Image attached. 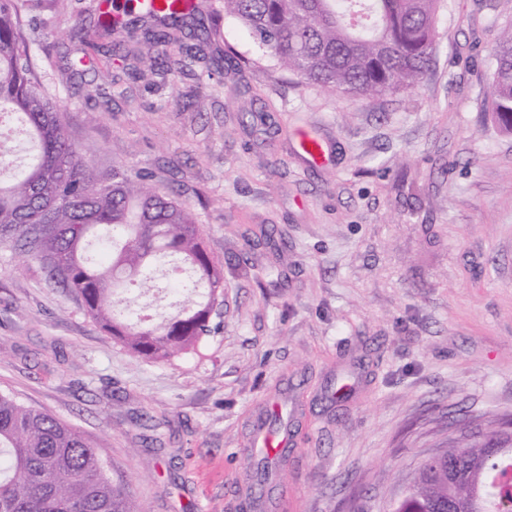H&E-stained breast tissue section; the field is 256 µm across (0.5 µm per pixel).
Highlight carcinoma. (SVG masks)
I'll list each match as a JSON object with an SVG mask.
<instances>
[{
  "label": "carcinoma",
  "mask_w": 512,
  "mask_h": 512,
  "mask_svg": "<svg viewBox=\"0 0 512 512\" xmlns=\"http://www.w3.org/2000/svg\"><path fill=\"white\" fill-rule=\"evenodd\" d=\"M444 0H224L258 44L307 84L360 98L413 88L433 61ZM20 0H0V115L32 150L0 148V245L39 260L48 278L75 294L83 309L131 354L167 361L193 350L212 330L224 296L220 262L203 247L193 211L151 185L148 172L98 171L70 140L58 100L37 76L22 29ZM201 13L147 12L139 20L143 60L164 73L192 70L181 41ZM488 103L512 130V24L490 47ZM173 283L188 276L189 299L161 323L112 314L119 288L141 290L168 263ZM499 431L451 445L422 460L395 512H512V452L490 447ZM0 512H136L111 482L106 462L72 426L0 394Z\"/></svg>",
  "instance_id": "cac0c4a2"
}]
</instances>
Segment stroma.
I'll list each match as a JSON object with an SVG mask.
<instances>
[{
  "label": "stroma",
  "instance_id": "1",
  "mask_svg": "<svg viewBox=\"0 0 512 512\" xmlns=\"http://www.w3.org/2000/svg\"><path fill=\"white\" fill-rule=\"evenodd\" d=\"M101 2L30 0L37 70L99 170L152 172L189 205L224 300L198 351L144 360L0 247V393L101 448L138 512H239L250 429L276 400L294 425L276 466L288 512H381L465 423L512 418V132L487 102L512 0H445L417 86L359 99L281 67L223 0H202L219 24L203 47L239 69L152 76L114 60ZM77 21L101 46L87 60Z\"/></svg>",
  "mask_w": 512,
  "mask_h": 512
}]
</instances>
